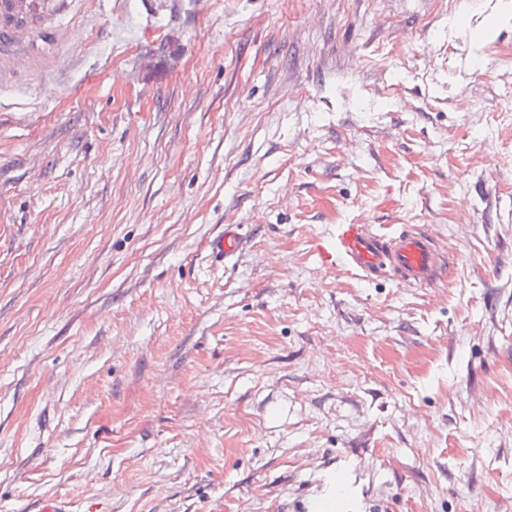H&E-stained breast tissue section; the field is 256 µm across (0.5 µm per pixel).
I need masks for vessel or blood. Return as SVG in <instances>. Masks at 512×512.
Listing matches in <instances>:
<instances>
[{
	"instance_id": "obj_1",
	"label": "vessel or blood",
	"mask_w": 512,
	"mask_h": 512,
	"mask_svg": "<svg viewBox=\"0 0 512 512\" xmlns=\"http://www.w3.org/2000/svg\"><path fill=\"white\" fill-rule=\"evenodd\" d=\"M73 3L0 0V84L31 71L45 55L62 52L72 34L60 19ZM320 255L323 262L369 280L394 272L408 287L435 283L443 262L430 236L411 230L382 234L364 220L338 225L335 245L321 247Z\"/></svg>"
}]
</instances>
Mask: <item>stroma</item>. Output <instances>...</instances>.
<instances>
[{
  "label": "stroma",
  "instance_id": "35a3bbf8",
  "mask_svg": "<svg viewBox=\"0 0 512 512\" xmlns=\"http://www.w3.org/2000/svg\"><path fill=\"white\" fill-rule=\"evenodd\" d=\"M505 3L78 0L0 88V512H512ZM335 239L334 247L320 245L323 262L339 264L367 280L392 271L404 286H427L441 274L443 256L433 239L420 232L376 233L360 219L356 224L337 225Z\"/></svg>",
  "mask_w": 512,
  "mask_h": 512
}]
</instances>
